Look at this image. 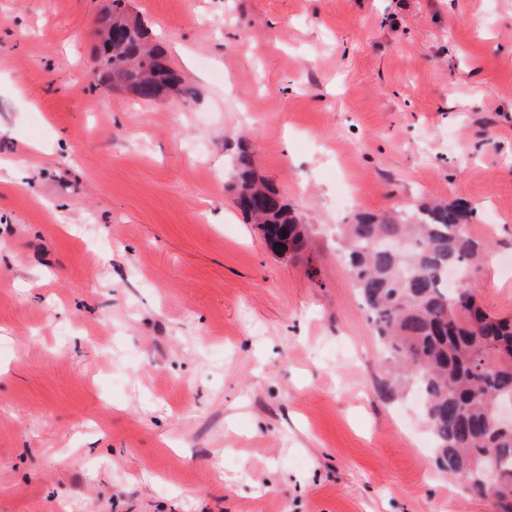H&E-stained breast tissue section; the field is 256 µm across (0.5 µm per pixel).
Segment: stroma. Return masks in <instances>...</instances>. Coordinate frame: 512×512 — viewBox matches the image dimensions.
I'll return each mask as SVG.
<instances>
[{
    "label": "stroma",
    "instance_id": "stroma-1",
    "mask_svg": "<svg viewBox=\"0 0 512 512\" xmlns=\"http://www.w3.org/2000/svg\"><path fill=\"white\" fill-rule=\"evenodd\" d=\"M107 2L0 0V512H493L388 398L338 241L466 201L512 316V0H129L168 102L93 87ZM242 146L300 254L236 208Z\"/></svg>",
    "mask_w": 512,
    "mask_h": 512
}]
</instances>
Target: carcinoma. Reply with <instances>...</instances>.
Wrapping results in <instances>:
<instances>
[{"label": "carcinoma", "instance_id": "carcinoma-1", "mask_svg": "<svg viewBox=\"0 0 512 512\" xmlns=\"http://www.w3.org/2000/svg\"><path fill=\"white\" fill-rule=\"evenodd\" d=\"M99 25L112 30V69L97 73L95 86L111 85V72H119L152 102L180 76L164 49L146 44L125 0H110ZM234 167V203L261 225L269 248L301 251L306 226L276 190L256 181L248 152L239 151ZM475 212L453 201L425 204L408 218L360 215L345 225L342 259L396 361L395 386L411 385L424 399L437 469L462 483L492 462L506 489L488 498L494 512H512V427L495 419L497 404L512 401V317L489 313L468 284L459 296L448 293L439 274L450 263L462 278L479 268L486 248L469 232Z\"/></svg>", "mask_w": 512, "mask_h": 512}]
</instances>
